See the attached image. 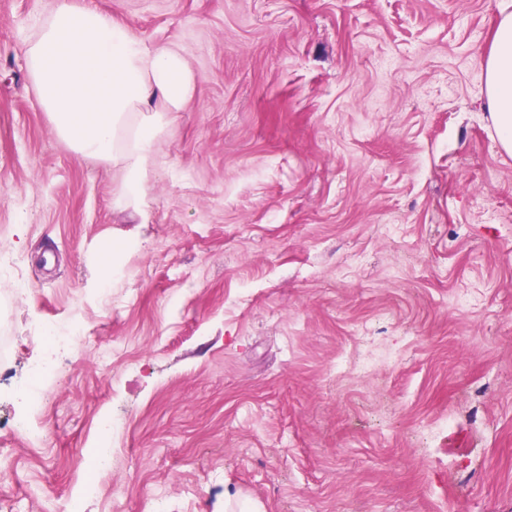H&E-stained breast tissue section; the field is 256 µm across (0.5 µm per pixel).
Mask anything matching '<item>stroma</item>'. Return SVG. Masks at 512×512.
I'll list each match as a JSON object with an SVG mask.
<instances>
[{"label": "stroma", "instance_id": "obj_1", "mask_svg": "<svg viewBox=\"0 0 512 512\" xmlns=\"http://www.w3.org/2000/svg\"><path fill=\"white\" fill-rule=\"evenodd\" d=\"M81 2L197 88L137 222L30 89L54 0H0V512H512V157L481 68L512 0ZM76 313L98 340L40 386L34 450L12 394ZM118 464V456L114 448L99 447L97 448L89 461V472L95 473L100 470H107L112 473Z\"/></svg>", "mask_w": 512, "mask_h": 512}]
</instances>
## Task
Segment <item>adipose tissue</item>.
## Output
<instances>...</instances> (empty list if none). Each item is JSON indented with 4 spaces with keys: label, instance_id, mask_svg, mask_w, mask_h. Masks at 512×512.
Wrapping results in <instances>:
<instances>
[{
    "label": "adipose tissue",
    "instance_id": "adipose-tissue-1",
    "mask_svg": "<svg viewBox=\"0 0 512 512\" xmlns=\"http://www.w3.org/2000/svg\"><path fill=\"white\" fill-rule=\"evenodd\" d=\"M25 55L31 90L59 139L82 157L120 166L117 205L144 213L169 115L185 111L196 92L186 57L174 46H148L77 0H55ZM482 69L499 145L512 155V13H501Z\"/></svg>",
    "mask_w": 512,
    "mask_h": 512
}]
</instances>
